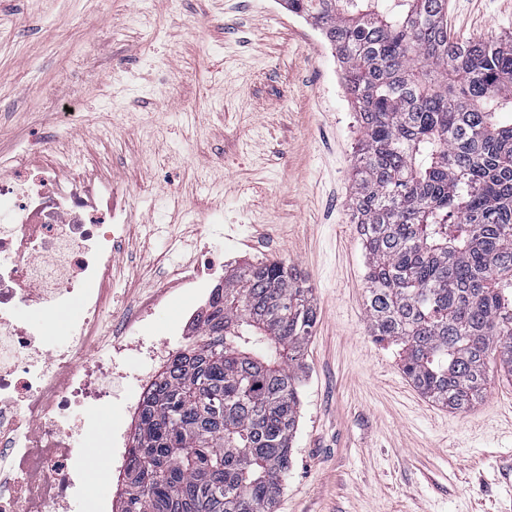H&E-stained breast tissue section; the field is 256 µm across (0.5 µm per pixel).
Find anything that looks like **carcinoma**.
I'll use <instances>...</instances> for the list:
<instances>
[{
    "label": "carcinoma",
    "mask_w": 512,
    "mask_h": 512,
    "mask_svg": "<svg viewBox=\"0 0 512 512\" xmlns=\"http://www.w3.org/2000/svg\"><path fill=\"white\" fill-rule=\"evenodd\" d=\"M344 66L362 138L351 208L371 336L452 411L512 376V42L460 39L448 0H286ZM317 321L293 264L224 275L199 341L140 406L118 512H274Z\"/></svg>",
    "instance_id": "1"
}]
</instances>
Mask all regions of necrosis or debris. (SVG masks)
Wrapping results in <instances>:
<instances>
[{"instance_id":"necrosis-or-debris-1","label":"necrosis or debris","mask_w":512,"mask_h":512,"mask_svg":"<svg viewBox=\"0 0 512 512\" xmlns=\"http://www.w3.org/2000/svg\"><path fill=\"white\" fill-rule=\"evenodd\" d=\"M107 181L61 177L55 168L0 181V512H106L108 492L89 497L85 459L74 429H87L91 411L110 397L111 362L91 364L85 352L102 323L112 279L114 229L125 210ZM66 344L50 329L74 298ZM26 307L38 325L12 318ZM72 415L66 429L60 416Z\"/></svg>"}]
</instances>
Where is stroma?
<instances>
[{
	"instance_id": "stroma-1",
	"label": "stroma",
	"mask_w": 512,
	"mask_h": 512,
	"mask_svg": "<svg viewBox=\"0 0 512 512\" xmlns=\"http://www.w3.org/2000/svg\"><path fill=\"white\" fill-rule=\"evenodd\" d=\"M448 27L512 37V0H448ZM360 138L334 50L285 0H0V179L50 160L129 204L105 322L159 304L121 333L119 369L162 371L226 271L297 265L318 318L277 512H512V382L491 372L482 400L448 411L370 334ZM207 252L223 267L181 287ZM111 386L75 438L97 488L123 478L114 438L135 427L131 382Z\"/></svg>"
}]
</instances>
